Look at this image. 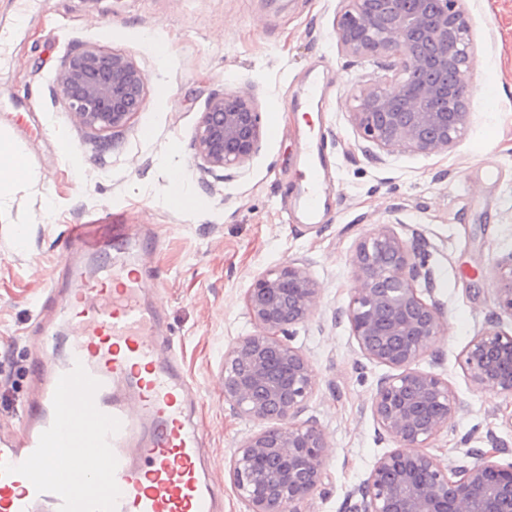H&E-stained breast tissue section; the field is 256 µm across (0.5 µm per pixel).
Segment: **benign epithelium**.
I'll return each instance as SVG.
<instances>
[{
  "label": "benign epithelium",
  "instance_id": "1",
  "mask_svg": "<svg viewBox=\"0 0 512 512\" xmlns=\"http://www.w3.org/2000/svg\"><path fill=\"white\" fill-rule=\"evenodd\" d=\"M336 36L342 52L393 57L394 74L354 95L350 118L374 159L380 153L432 155L450 150L470 121L466 78L474 67L462 0H341ZM54 94L73 122L99 135L126 126L144 104V78L131 57L86 46L70 52ZM260 115L246 92L213 95L196 135L207 170L243 166L260 147ZM422 237L406 242L386 228L363 238L353 257L357 287L340 315L368 359L396 370L379 379L371 411L398 447L377 459L353 512H512V464L499 449L469 452L456 469L425 451L457 413L448 382L414 368L445 330L432 295ZM499 308L512 317V256L500 264ZM320 288L297 260L268 269L246 296L257 331L224 351V399L235 412L278 425L246 436L232 459L234 487L250 512H296L292 504L321 482L331 448L313 422L295 421L315 387L306 356L284 342L287 329L317 311ZM478 390L512 396V334L494 325L462 351Z\"/></svg>",
  "mask_w": 512,
  "mask_h": 512
}]
</instances>
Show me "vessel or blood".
Instances as JSON below:
<instances>
[{
    "label": "vessel or blood",
    "mask_w": 512,
    "mask_h": 512,
    "mask_svg": "<svg viewBox=\"0 0 512 512\" xmlns=\"http://www.w3.org/2000/svg\"><path fill=\"white\" fill-rule=\"evenodd\" d=\"M301 152L313 220L328 194L325 162L318 142ZM94 231L69 226L71 285L48 288L53 316L37 318L35 394L20 427L0 433V512H221L192 418L198 393L154 336L160 313L142 303L138 277L81 262Z\"/></svg>",
    "instance_id": "1"
}]
</instances>
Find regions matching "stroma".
Listing matches in <instances>:
<instances>
[{"label": "stroma", "mask_w": 512, "mask_h": 512, "mask_svg": "<svg viewBox=\"0 0 512 512\" xmlns=\"http://www.w3.org/2000/svg\"><path fill=\"white\" fill-rule=\"evenodd\" d=\"M476 67L471 118L448 152L383 155L374 161L350 121L353 95L387 76L386 61L341 52V0H0V132L27 158L29 173L0 200V431L14 429L31 393L34 301L61 275L72 224H118L101 244L141 268L143 298L165 316L166 335L198 390L194 419L203 452L224 488L223 512H249L231 459L263 421L239 417L224 399V351L255 326L245 297L255 277L304 261L321 290L320 310L288 343L310 361L316 386L301 420L332 448L321 485L298 512H352L377 459L394 449L370 399L389 367L362 355L335 312L356 287L360 240L387 227L424 236L434 297L448 324L435 357L417 367L447 381L459 410L429 444L453 466L471 449L499 444L512 463V397L475 389L460 356L470 340L512 317L497 303L499 265L512 256V0H463ZM82 45L129 55L141 68L144 107L100 139L52 99L64 56ZM325 92L320 134L334 191L321 224H298L307 127L293 98L311 77ZM251 92L261 117L258 152L242 170L204 173L194 136L209 97ZM28 100V126L9 120ZM179 162L197 194L194 209L171 208L168 167Z\"/></svg>", "instance_id": "stroma-1"}]
</instances>
